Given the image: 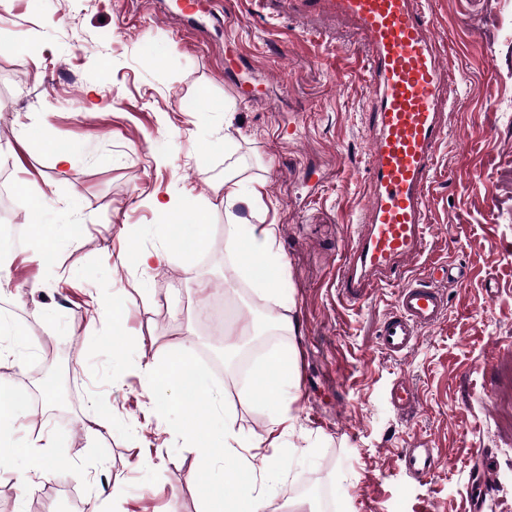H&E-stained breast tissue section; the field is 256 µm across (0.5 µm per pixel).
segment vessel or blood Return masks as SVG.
Segmentation results:
<instances>
[{
  "instance_id": "obj_1",
  "label": "vessel or blood",
  "mask_w": 512,
  "mask_h": 512,
  "mask_svg": "<svg viewBox=\"0 0 512 512\" xmlns=\"http://www.w3.org/2000/svg\"><path fill=\"white\" fill-rule=\"evenodd\" d=\"M300 20L341 22L361 39V67L369 90L366 127L371 138L368 195L361 220L336 276V292L357 305L380 289L396 290L377 330L388 355L414 351L422 332L447 313V297L430 277L406 281L427 250L428 183L447 138L449 72L446 44L434 32L428 0H262ZM395 409L410 410L416 392L406 381L391 389ZM404 472L430 475L437 449L412 446L399 455Z\"/></svg>"
}]
</instances>
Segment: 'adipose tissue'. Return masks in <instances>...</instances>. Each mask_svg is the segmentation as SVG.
<instances>
[{"mask_svg":"<svg viewBox=\"0 0 512 512\" xmlns=\"http://www.w3.org/2000/svg\"><path fill=\"white\" fill-rule=\"evenodd\" d=\"M262 198L261 184L245 185L238 170L224 172V247L230 254H237L241 239H248V258L239 267L240 274L251 280L259 293H266L265 282L256 280L254 270L258 267L278 266L281 256L275 249V227L271 224L241 223L233 208L241 202L253 203ZM157 208L166 217L161 230L164 242L160 248L142 253L140 264L151 268L162 263L171 254L203 251L209 243V224L205 211L195 213L193 222H186L185 213L172 201H157ZM143 380L149 390L152 409L163 416L184 410L191 402L206 401L211 407L210 422L219 424V435L224 443L222 459H214L211 446L198 440L200 427L189 421L182 422L177 430L189 444L196 465L214 471L224 486V497L212 500L204 512H224V499L245 498V507L238 512H265L267 497L264 491L255 490V483H273L279 475L270 457L253 461L243 452L233 428V420L224 409V389L212 382L208 375L195 364L193 348L179 346L165 356L146 364L142 370Z\"/></svg>","mask_w":512,"mask_h":512,"instance_id":"obj_1","label":"adipose tissue"}]
</instances>
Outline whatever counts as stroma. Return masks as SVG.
<instances>
[{
    "label": "stroma",
    "mask_w": 512,
    "mask_h": 512,
    "mask_svg": "<svg viewBox=\"0 0 512 512\" xmlns=\"http://www.w3.org/2000/svg\"><path fill=\"white\" fill-rule=\"evenodd\" d=\"M0 33V163L27 222L37 192L50 203L47 241L0 257L11 276L0 311L26 343L0 359V381L27 382L28 408L10 427L16 453L0 468V512H71L54 485L69 483L85 512L116 500L123 512H199L220 488L197 470L169 422L144 420L139 365L181 344L219 352L195 315L196 288L224 309L268 322L235 348L218 380L240 443L259 445L280 474L266 512H512V0H430L448 42L449 137L429 184V236L413 274L433 273L448 313L413 354L385 355L376 331L394 303L380 290L359 305L332 286L366 200L368 90L355 35L263 9L259 0H4ZM70 160L57 164L60 153ZM263 182L260 201L236 206L250 223L276 224L282 265L270 287L291 304L295 335L270 321L277 305L240 278L224 251V170ZM203 208L208 248L143 270L161 244L155 199ZM50 249L49 262L38 261ZM464 267V281L446 267ZM42 282L31 293L32 282ZM122 334L114 336L112 313ZM293 349L294 385L279 403L244 402L261 384L253 365ZM71 364L67 403L43 392L46 370ZM417 391L397 412L399 379ZM287 407L293 429L272 424ZM99 409L96 433L83 421ZM54 437L65 461L48 478L25 454L28 437ZM439 464L416 479L399 465L415 439Z\"/></svg>",
    "instance_id": "1"
}]
</instances>
